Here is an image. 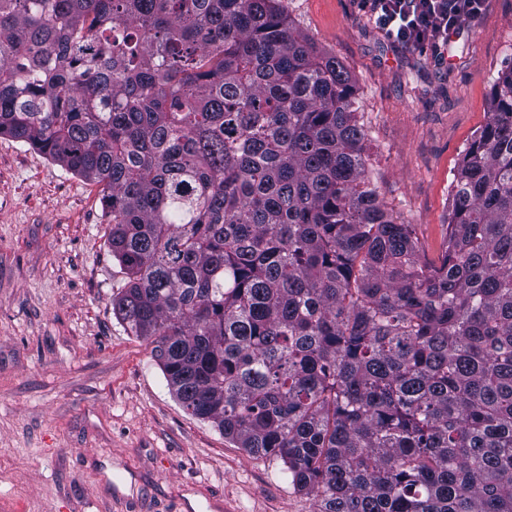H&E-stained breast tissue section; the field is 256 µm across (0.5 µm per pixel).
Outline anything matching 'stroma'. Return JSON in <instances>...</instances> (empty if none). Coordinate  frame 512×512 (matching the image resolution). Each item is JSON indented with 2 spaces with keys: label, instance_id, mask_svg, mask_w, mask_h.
Here are the masks:
<instances>
[{
  "label": "stroma",
  "instance_id": "1",
  "mask_svg": "<svg viewBox=\"0 0 512 512\" xmlns=\"http://www.w3.org/2000/svg\"><path fill=\"white\" fill-rule=\"evenodd\" d=\"M282 6L347 67L380 197L437 259L454 171L512 57V0H486L442 66L352 0ZM107 238L96 186L0 137V512H317L282 460L182 408L112 312L125 276Z\"/></svg>",
  "mask_w": 512,
  "mask_h": 512
}]
</instances>
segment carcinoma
<instances>
[{
  "label": "carcinoma",
  "mask_w": 512,
  "mask_h": 512,
  "mask_svg": "<svg viewBox=\"0 0 512 512\" xmlns=\"http://www.w3.org/2000/svg\"><path fill=\"white\" fill-rule=\"evenodd\" d=\"M0 136L98 186L112 312L319 512H512V64L436 261L281 0H0Z\"/></svg>",
  "instance_id": "cac0c4a2"
}]
</instances>
